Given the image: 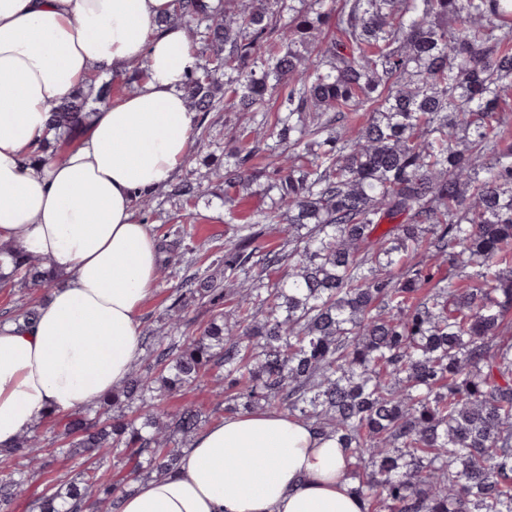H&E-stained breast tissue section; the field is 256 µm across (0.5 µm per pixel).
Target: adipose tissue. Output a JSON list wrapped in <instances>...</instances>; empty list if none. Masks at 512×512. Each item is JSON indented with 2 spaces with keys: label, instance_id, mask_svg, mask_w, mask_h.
I'll return each mask as SVG.
<instances>
[{
  "label": "adipose tissue",
  "instance_id": "obj_1",
  "mask_svg": "<svg viewBox=\"0 0 512 512\" xmlns=\"http://www.w3.org/2000/svg\"><path fill=\"white\" fill-rule=\"evenodd\" d=\"M171 0H0V243L61 276L26 328L0 323V447L45 415L96 405L142 352L139 311L159 245L133 202L167 186L188 156L196 67ZM149 78L96 105L65 160L37 155L50 109L93 74ZM347 449L274 410L225 416L182 449L176 473L140 483L119 512H367Z\"/></svg>",
  "mask_w": 512,
  "mask_h": 512
}]
</instances>
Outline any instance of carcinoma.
<instances>
[{"label": "carcinoma", "mask_w": 512, "mask_h": 512, "mask_svg": "<svg viewBox=\"0 0 512 512\" xmlns=\"http://www.w3.org/2000/svg\"><path fill=\"white\" fill-rule=\"evenodd\" d=\"M165 22L199 59L183 87L194 144L220 104L253 113L219 178L271 205L214 253L224 286L181 280L176 335L143 337L148 368L72 414L58 453L169 475L203 419L164 415L163 397L208 381L227 413L276 409L336 437L372 512H512V0H172ZM147 78L140 61L122 83ZM87 110L79 91L54 106L39 151L78 148ZM203 193L190 177L171 189L188 206ZM283 222L282 245L259 242ZM4 255L1 282L50 283L46 258ZM197 297L212 318L180 336ZM43 451L35 433L0 451V512ZM124 494L91 465L30 509L117 512Z\"/></svg>", "instance_id": "cac0c4a2"}]
</instances>
